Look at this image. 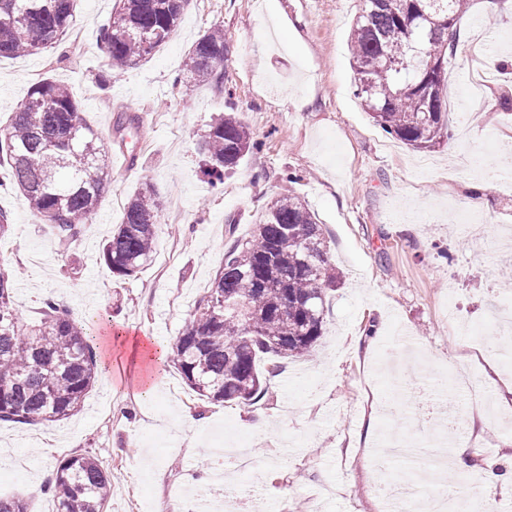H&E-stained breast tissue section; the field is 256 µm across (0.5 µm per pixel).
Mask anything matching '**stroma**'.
Segmentation results:
<instances>
[{
  "label": "stroma",
  "instance_id": "35a3bbf8",
  "mask_svg": "<svg viewBox=\"0 0 512 512\" xmlns=\"http://www.w3.org/2000/svg\"><path fill=\"white\" fill-rule=\"evenodd\" d=\"M115 3L80 0L58 47L0 59L1 119L34 83L53 78L71 88L112 169L98 212L67 246L19 191L0 190V208L13 220L0 259L21 271L18 310L39 318L51 293L76 319L93 321L94 341L112 332L169 343L231 236L247 235L290 193L314 211L343 283L328 294L319 345L268 378L258 405L208 403L170 367L155 373L147 399L125 373L97 378L68 419L0 421V449L26 461L0 468V495L37 505L43 472L92 454L112 477L104 512H161L164 499L190 486L210 498L258 493L267 512H379L384 481L427 498L432 485L417 470L435 469L455 436L443 433L433 446L413 413L416 386L459 375L475 377L486 394L480 407L447 392L459 431L474 440L470 472L484 474L492 462L512 471V425L497 401L512 379V333L490 322L493 306L512 300V251L500 248L512 229V168L501 166L512 142V108L503 105L512 96V11L490 13L473 0L448 64L450 136L416 151L376 126L354 94L349 31L357 0H190L158 51L107 81L99 30ZM214 25L230 47L223 85H177L189 48ZM227 112L264 146L216 188L198 143ZM120 114L137 117L138 130H117ZM488 165L498 168L497 180L484 179ZM289 172L298 181H285ZM146 179L163 209L184 211L183 223L164 225L158 240L178 249L164 273L151 265L121 280L101 250ZM471 216L485 224L482 236L462 232ZM361 339L371 350L358 348ZM492 365L498 373L490 377ZM258 410L269 420L261 431L250 427ZM182 414L195 426L179 427ZM395 433L426 448L421 465L398 457L378 464ZM238 439L252 450L251 472L212 454Z\"/></svg>",
  "mask_w": 512,
  "mask_h": 512
}]
</instances>
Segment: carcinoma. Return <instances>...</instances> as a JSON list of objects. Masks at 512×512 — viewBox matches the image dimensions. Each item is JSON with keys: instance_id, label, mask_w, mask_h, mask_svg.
<instances>
[{"instance_id": "obj_1", "label": "carcinoma", "mask_w": 512, "mask_h": 512, "mask_svg": "<svg viewBox=\"0 0 512 512\" xmlns=\"http://www.w3.org/2000/svg\"><path fill=\"white\" fill-rule=\"evenodd\" d=\"M188 0H118L101 30L110 73L154 54L179 25ZM349 39L354 93L372 121L414 150L436 147L448 128V59L457 22L471 0H359ZM76 0H0V58L39 53L72 25ZM224 33L214 30L190 48L179 83H218L228 60ZM232 114L210 124L200 151L215 186L259 149ZM111 183L104 140L87 123L70 89L50 78L0 122V188L19 190L33 214L54 225L69 245L96 214ZM162 207L152 184H141L102 250L117 279L138 275L153 257ZM16 271L0 262V420L60 421L83 404L96 377L90 325L44 302L31 322L14 307ZM340 284L315 213L301 197L276 200L251 233L231 238L211 285L182 332L160 358L199 397L253 404L265 395L259 362L270 375L310 353L323 336L327 292ZM111 477L92 455L57 467L44 487L57 512H103Z\"/></svg>"}]
</instances>
